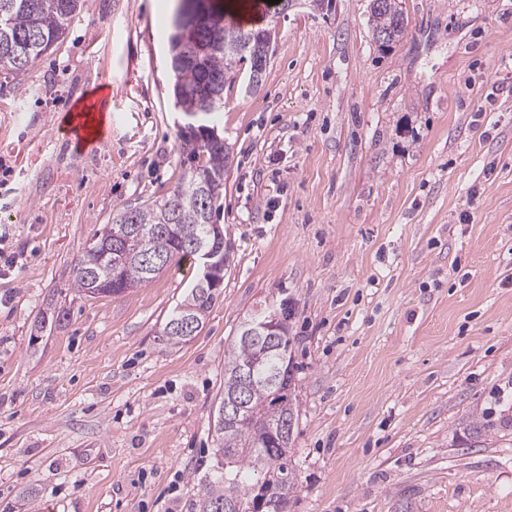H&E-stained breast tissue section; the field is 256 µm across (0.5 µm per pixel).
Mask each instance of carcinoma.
I'll use <instances>...</instances> for the list:
<instances>
[{"label": "carcinoma", "instance_id": "obj_1", "mask_svg": "<svg viewBox=\"0 0 512 512\" xmlns=\"http://www.w3.org/2000/svg\"><path fill=\"white\" fill-rule=\"evenodd\" d=\"M86 6V0H0V72L19 76L46 54L66 33L68 21ZM368 23L372 33L383 35L381 45L403 39L407 19L399 0H370ZM249 30L224 15L207 11L200 0H180L170 36L169 66L173 74L172 94L182 112L195 113V123L207 130L206 116L224 108V71L251 62L246 48ZM184 172L172 193V209L162 211L152 200L141 206L122 208L112 223L104 225L84 247L73 268L72 287L88 297H110L106 288L94 292L88 275L112 273L120 254L112 252L114 234L135 227L138 237L131 249L129 268L121 293L151 282L156 274L137 267V257L156 251L161 227H174L171 260L196 257L193 244L206 241L224 249L230 262L231 246L224 243L220 225L213 222L215 203L229 172V147L210 148L198 135L176 132ZM210 170L217 179L215 190L200 195L192 187V169ZM220 291L194 283L176 304L162 329V341L170 346L187 343L191 337L169 331L183 315L193 317L203 328ZM288 327H282L276 343L265 346L238 335L224 351V391L211 421L212 443L217 465L213 479L204 486L198 512H288V503L299 488L298 473L288 460L292 439L275 434L280 422H298L299 409L293 388L288 348ZM251 368L246 409L238 418L224 416V403L243 387V369Z\"/></svg>", "mask_w": 512, "mask_h": 512}]
</instances>
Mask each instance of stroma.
Masks as SVG:
<instances>
[{"label": "stroma", "instance_id": "35a3bbf8", "mask_svg": "<svg viewBox=\"0 0 512 512\" xmlns=\"http://www.w3.org/2000/svg\"><path fill=\"white\" fill-rule=\"evenodd\" d=\"M400 2L383 49L368 0H214L250 5L272 54L213 119L231 264L178 346L160 332L191 262L116 297L71 286L114 210L181 175L170 14L90 0L0 74V512H195L224 350L257 312L289 317L288 512H512V0ZM102 87L107 142L77 148L55 129ZM475 412L495 425L478 448Z\"/></svg>", "mask_w": 512, "mask_h": 512}]
</instances>
